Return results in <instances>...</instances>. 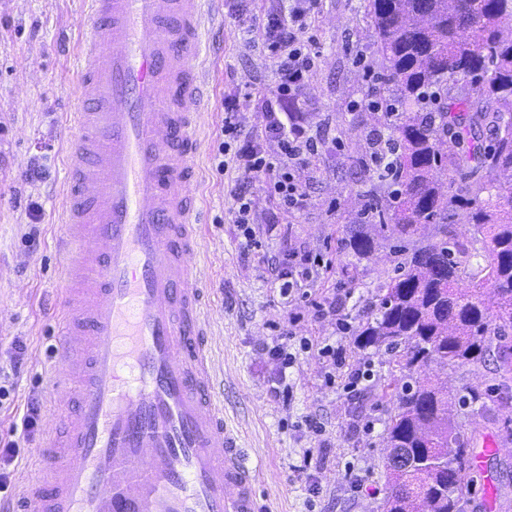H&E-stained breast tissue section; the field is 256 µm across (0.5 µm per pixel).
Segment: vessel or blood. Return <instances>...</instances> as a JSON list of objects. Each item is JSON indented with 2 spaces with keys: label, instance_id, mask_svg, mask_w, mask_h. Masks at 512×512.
<instances>
[{
  "label": "vessel or blood",
  "instance_id": "vessel-or-blood-1",
  "mask_svg": "<svg viewBox=\"0 0 512 512\" xmlns=\"http://www.w3.org/2000/svg\"><path fill=\"white\" fill-rule=\"evenodd\" d=\"M215 0H88L72 117L52 376L76 414L40 451L17 512H256L261 468L210 376L199 248L196 106ZM92 241V250L81 244Z\"/></svg>",
  "mask_w": 512,
  "mask_h": 512
}]
</instances>
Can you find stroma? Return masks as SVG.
I'll return each instance as SVG.
<instances>
[{
	"instance_id": "35a3bbf8",
	"label": "stroma",
	"mask_w": 512,
	"mask_h": 512,
	"mask_svg": "<svg viewBox=\"0 0 512 512\" xmlns=\"http://www.w3.org/2000/svg\"><path fill=\"white\" fill-rule=\"evenodd\" d=\"M262 17L267 0H223L224 26L213 30L209 58L214 81L201 102V139L195 158L197 193L205 210L202 248L209 290L208 325L215 371L224 385V418L240 431L248 453L262 462L257 478L261 512H381L382 391L391 374L385 356L356 343L375 291L395 266L389 248L360 260L339 249L368 200L389 188L363 160L373 136L387 135L373 73L376 47L367 0H322L308 20L323 53L302 90L306 125L319 151L294 172L305 206L292 212L268 190L265 175L250 173L258 249L245 250L229 221L235 173L219 167L224 99L242 98L237 120L260 133L256 96L277 84L272 58L241 39L236 4ZM85 0H0V373L10 385L0 400V447L14 443L7 502L20 504L38 469L37 452L60 431L73 406L69 393L52 392L57 309L63 256L58 250L70 115L90 96L77 77ZM306 253L320 267L298 277L292 293L288 258ZM333 347L335 357L324 354ZM291 355L283 366V355ZM452 392L512 393V366L497 352L477 364L442 371ZM39 417L23 435L30 405ZM458 423L475 450L487 440L512 441V409L460 410ZM470 472L466 512H485L484 482L497 488L495 512H512V455L485 459ZM362 484H352L351 475Z\"/></svg>"
}]
</instances>
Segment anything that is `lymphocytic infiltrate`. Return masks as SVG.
Returning <instances> with one entry per match:
<instances>
[{
	"instance_id": "lymphocytic-infiltrate-1",
	"label": "lymphocytic infiltrate",
	"mask_w": 512,
	"mask_h": 512,
	"mask_svg": "<svg viewBox=\"0 0 512 512\" xmlns=\"http://www.w3.org/2000/svg\"><path fill=\"white\" fill-rule=\"evenodd\" d=\"M319 4L320 0H294L290 9L266 11L259 23L246 28L249 44L267 50L277 64L275 99L261 103V136L243 134L237 121L238 98L224 102L221 169L265 174L275 195L291 211L301 210L305 201L291 170L309 164L318 152L297 115L304 110L300 97L304 80L321 59L314 37L307 34L306 23L309 15L317 13ZM270 138L277 141L278 154L265 150L263 142Z\"/></svg>"
}]
</instances>
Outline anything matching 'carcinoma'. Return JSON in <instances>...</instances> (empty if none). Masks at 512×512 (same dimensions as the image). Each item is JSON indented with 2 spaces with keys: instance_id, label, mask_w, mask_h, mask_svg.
<instances>
[{
  "instance_id": "obj_1",
  "label": "carcinoma",
  "mask_w": 512,
  "mask_h": 512,
  "mask_svg": "<svg viewBox=\"0 0 512 512\" xmlns=\"http://www.w3.org/2000/svg\"><path fill=\"white\" fill-rule=\"evenodd\" d=\"M368 13L396 154L380 175L391 203L370 199L360 220L377 234L358 229L341 246L361 260L389 241L398 258L358 341L399 370L382 394V512H466L473 449L453 407L478 395L419 371L477 363L512 330V0H368ZM450 168L459 184L445 191ZM458 209L472 227L463 240L448 229Z\"/></svg>"
}]
</instances>
